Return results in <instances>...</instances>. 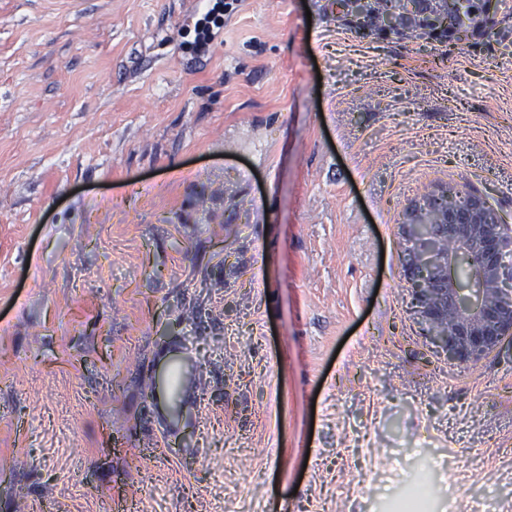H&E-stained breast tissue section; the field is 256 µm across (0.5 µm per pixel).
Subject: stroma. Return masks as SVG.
I'll use <instances>...</instances> for the list:
<instances>
[{
  "label": "stroma",
  "instance_id": "1",
  "mask_svg": "<svg viewBox=\"0 0 512 512\" xmlns=\"http://www.w3.org/2000/svg\"><path fill=\"white\" fill-rule=\"evenodd\" d=\"M206 8L0 0V512H512V341L437 351L399 234L439 183L512 223V0H239L198 54ZM360 0H353L354 8L359 15H362L364 26L377 29L378 22L383 21L384 16L387 14L403 15L404 12L407 16H412L413 13L419 11L421 6L435 5L438 0H432L430 2H420L418 0H370L364 4H359ZM358 2V4H356ZM424 3V4H423Z\"/></svg>",
  "mask_w": 512,
  "mask_h": 512
}]
</instances>
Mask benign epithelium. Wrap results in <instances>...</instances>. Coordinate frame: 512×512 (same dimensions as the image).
<instances>
[{"label": "benign epithelium", "instance_id": "obj_1", "mask_svg": "<svg viewBox=\"0 0 512 512\" xmlns=\"http://www.w3.org/2000/svg\"><path fill=\"white\" fill-rule=\"evenodd\" d=\"M426 200L407 207L400 229L413 254L408 282L419 322L434 347L457 364H475L512 337V225L478 196L448 203L442 224H426ZM426 237L448 242L434 256Z\"/></svg>", "mask_w": 512, "mask_h": 512}]
</instances>
